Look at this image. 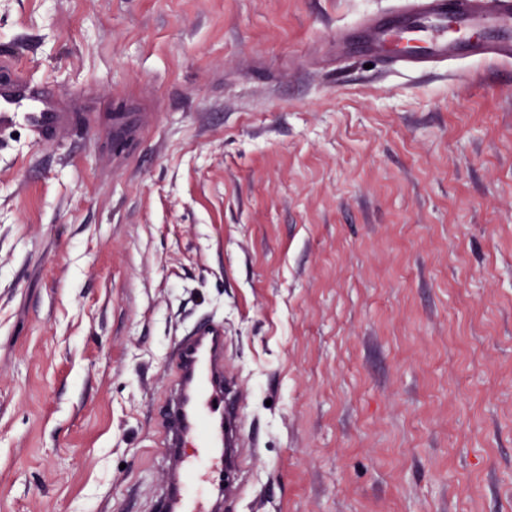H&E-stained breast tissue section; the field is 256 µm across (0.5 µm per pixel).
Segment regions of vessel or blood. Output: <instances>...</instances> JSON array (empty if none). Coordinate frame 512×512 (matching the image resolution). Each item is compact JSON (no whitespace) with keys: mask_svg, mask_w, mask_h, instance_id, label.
<instances>
[{"mask_svg":"<svg viewBox=\"0 0 512 512\" xmlns=\"http://www.w3.org/2000/svg\"><path fill=\"white\" fill-rule=\"evenodd\" d=\"M481 30L480 40L464 31ZM412 31L414 51L391 54L389 45ZM341 55L373 56L410 70L448 67L462 59L484 62L512 58V0H411L394 13H370L340 30ZM26 123L34 143L55 138L70 115L53 91L21 76L0 81V132ZM174 397L160 411L169 468L163 512H223L239 488L227 476L226 454L242 430L236 416L235 384L224 374V327L196 325L178 344Z\"/></svg>","mask_w":512,"mask_h":512,"instance_id":"1","label":"vessel or blood"}]
</instances>
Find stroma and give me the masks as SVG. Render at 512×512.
<instances>
[{"mask_svg":"<svg viewBox=\"0 0 512 512\" xmlns=\"http://www.w3.org/2000/svg\"><path fill=\"white\" fill-rule=\"evenodd\" d=\"M402 5L0 0L71 116L0 134V512H162L203 321L250 443L224 512H512V62L329 61Z\"/></svg>","mask_w":512,"mask_h":512,"instance_id":"obj_1","label":"stroma"}]
</instances>
